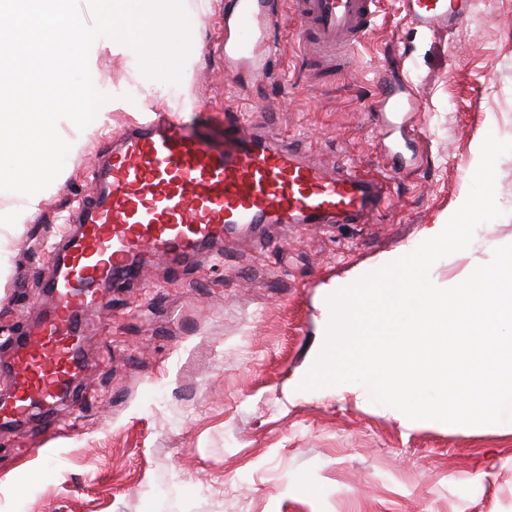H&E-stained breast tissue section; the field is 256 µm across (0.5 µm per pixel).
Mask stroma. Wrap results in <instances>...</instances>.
<instances>
[{
  "label": "stroma",
  "mask_w": 512,
  "mask_h": 512,
  "mask_svg": "<svg viewBox=\"0 0 512 512\" xmlns=\"http://www.w3.org/2000/svg\"><path fill=\"white\" fill-rule=\"evenodd\" d=\"M233 0H186L195 61L187 83L149 86L137 60L96 53L107 95L77 130L65 166L37 201L0 192V355L4 338L45 303L61 217L146 94L200 118L212 140L224 115L260 119L300 138L330 166L390 170L389 137L371 113L385 78L406 79L421 104L417 158L392 180L370 224H281L220 245V258L180 276L144 259L141 281L112 291L88 319L90 370L45 417L0 427V512H512V425L410 420L344 383L302 388L325 339L331 285L350 286L468 195L478 142L512 141V0H474L454 34H428L400 0L343 70L314 77L284 21L268 82L227 75L211 50ZM501 217L469 247L434 263L456 285L512 244V154L495 167ZM34 219H27L29 208Z\"/></svg>",
  "instance_id": "stroma-1"
}]
</instances>
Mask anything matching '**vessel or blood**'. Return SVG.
Wrapping results in <instances>:
<instances>
[{"label":"vessel or blood","mask_w":512,"mask_h":512,"mask_svg":"<svg viewBox=\"0 0 512 512\" xmlns=\"http://www.w3.org/2000/svg\"><path fill=\"white\" fill-rule=\"evenodd\" d=\"M406 17L430 32L452 31L473 0H402ZM376 0H235L237 36L215 44L226 61L249 64L254 80L271 77L282 45L283 19L300 30L301 53L315 52L322 69L348 63L376 16ZM415 106L407 82L385 83L374 106L377 124L415 140ZM390 194L389 179L340 162L320 166L270 128L228 113L224 141L214 144L165 113L128 126L92 173L55 249L50 298L36 321L8 336L0 379V425L26 421L68 399L85 369L84 315L110 289L136 282L148 254L177 267L245 229L268 224H369Z\"/></svg>","instance_id":"b4317fda"}]
</instances>
